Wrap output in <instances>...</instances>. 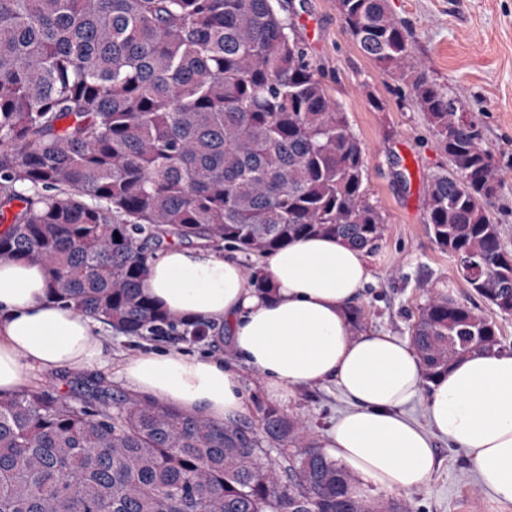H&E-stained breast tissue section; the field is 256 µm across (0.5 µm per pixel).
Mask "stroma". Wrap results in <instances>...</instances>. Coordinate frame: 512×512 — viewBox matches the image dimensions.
Instances as JSON below:
<instances>
[{
    "label": "stroma",
    "instance_id": "stroma-1",
    "mask_svg": "<svg viewBox=\"0 0 512 512\" xmlns=\"http://www.w3.org/2000/svg\"><path fill=\"white\" fill-rule=\"evenodd\" d=\"M282 4L293 19L299 43L362 143L364 186L385 219L383 239L371 254L373 279L356 304L358 330L410 339L420 308L437 293L491 314V307L462 280L456 257L440 250L427 233L428 184L450 164L408 86L361 53L336 0ZM388 6L412 33L419 69L458 99L464 110L478 116L482 143L502 174L491 216L500 228L503 249L512 252V0H388ZM101 335L113 362L92 366L89 372L102 377L115 394L128 392L118 376L117 361L147 350H177L221 354L225 366L240 373L241 419L256 420L258 408L271 402L263 374L243 363L226 334L213 333L189 343L169 337L130 339L105 326ZM349 406L334 384L325 383L297 389L283 411L304 421L319 438ZM433 447L435 472L425 484L401 496L409 512H512V503L494 501L478 486L465 450L438 436Z\"/></svg>",
    "mask_w": 512,
    "mask_h": 512
}]
</instances>
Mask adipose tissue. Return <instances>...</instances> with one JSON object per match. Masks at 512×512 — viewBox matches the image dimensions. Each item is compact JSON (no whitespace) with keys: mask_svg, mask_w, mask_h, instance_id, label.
<instances>
[{"mask_svg":"<svg viewBox=\"0 0 512 512\" xmlns=\"http://www.w3.org/2000/svg\"><path fill=\"white\" fill-rule=\"evenodd\" d=\"M270 286L253 287L241 260L212 247L173 244L149 263L147 293L182 316L225 327L246 364L282 403L294 390L334 382L351 401L318 442L356 491L388 495L423 483L435 466L430 432L467 449L481 486L512 502V352L480 350L427 381L398 336L354 333L351 310L371 278L370 255L332 236L301 237L262 257ZM42 266L0 260V393L20 392L35 370L101 363L96 323L49 302ZM140 397L221 422L242 407L240 376L222 358L142 352L119 369ZM428 393L432 426L404 412Z\"/></svg>","mask_w":512,"mask_h":512,"instance_id":"1","label":"adipose tissue"}]
</instances>
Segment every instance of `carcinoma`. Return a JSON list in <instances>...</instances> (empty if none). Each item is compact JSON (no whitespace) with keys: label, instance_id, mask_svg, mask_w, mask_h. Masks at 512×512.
Returning a JSON list of instances; mask_svg holds the SVG:
<instances>
[{"label":"carcinoma","instance_id":"obj_1","mask_svg":"<svg viewBox=\"0 0 512 512\" xmlns=\"http://www.w3.org/2000/svg\"><path fill=\"white\" fill-rule=\"evenodd\" d=\"M361 52L407 83L451 171L429 183L427 230L497 314L512 317V253L489 206L501 184L476 117L411 62L387 0H337ZM365 152L293 36L281 0H0V183L21 192L0 259L41 264L47 298L139 338L206 326L145 291L150 243L263 255L307 236L373 251L383 217ZM121 241H116V238ZM426 379L500 347L496 322L444 294L412 328ZM0 396V512H407L376 499L274 406L215 423L116 401L96 376Z\"/></svg>","mask_w":512,"mask_h":512}]
</instances>
